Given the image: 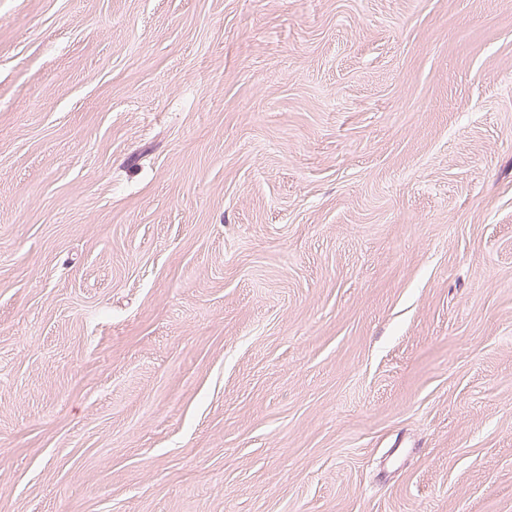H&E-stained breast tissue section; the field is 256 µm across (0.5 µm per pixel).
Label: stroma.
<instances>
[{
    "label": "stroma",
    "instance_id": "1",
    "mask_svg": "<svg viewBox=\"0 0 512 512\" xmlns=\"http://www.w3.org/2000/svg\"><path fill=\"white\" fill-rule=\"evenodd\" d=\"M0 512H512V0H0Z\"/></svg>",
    "mask_w": 512,
    "mask_h": 512
}]
</instances>
